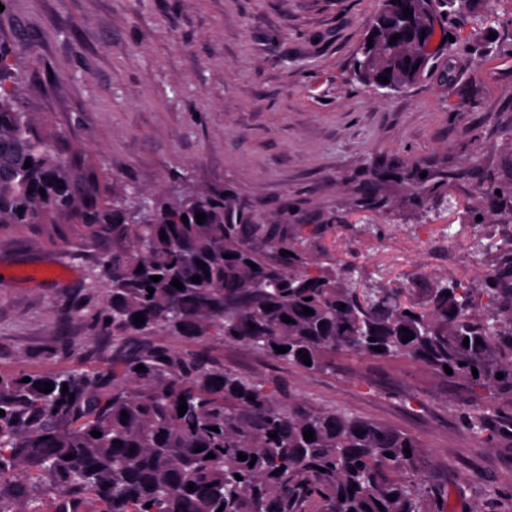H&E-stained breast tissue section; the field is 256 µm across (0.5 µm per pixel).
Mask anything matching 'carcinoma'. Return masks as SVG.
Listing matches in <instances>:
<instances>
[{"instance_id":"cac0c4a2","label":"carcinoma","mask_w":512,"mask_h":512,"mask_svg":"<svg viewBox=\"0 0 512 512\" xmlns=\"http://www.w3.org/2000/svg\"><path fill=\"white\" fill-rule=\"evenodd\" d=\"M475 11V0H378L353 78L379 88L383 75L394 90L418 83L439 52L424 50L422 41L437 33L451 44L448 23L476 24ZM59 138L24 111L15 65L0 48V231L40 224L64 240L82 227L111 244L97 262L110 299L94 319L112 328V341L124 347L131 336L175 335L243 344L309 372L330 368L339 352L410 359L469 385L473 399L459 412L464 428L512 448V248L478 239L472 262L494 253L502 261L477 282L437 276L418 301L409 292L361 291L354 272L311 254L305 237L288 234L270 215L240 209L232 189L180 186L146 195L115 181L109 194L96 166L60 150ZM479 193L471 207L476 216L482 205L512 198V182H491ZM198 212L205 214L201 224ZM195 275L201 282L192 281ZM174 279L184 289L173 287ZM305 306L313 314H303ZM409 331L414 338L402 342ZM45 382L53 391L41 392ZM182 396L187 411L180 417ZM0 410V512H41L46 485L60 505L54 512H84L86 502L96 504L95 512H446L448 506V492L430 483L412 436L285 394L275 382L244 376L198 349L144 344L94 373L1 376ZM308 429L311 441L304 440ZM210 452L215 458H206ZM240 453L247 460H238ZM17 472L25 478L3 481Z\"/></svg>"}]
</instances>
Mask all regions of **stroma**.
I'll return each instance as SVG.
<instances>
[{
    "mask_svg": "<svg viewBox=\"0 0 512 512\" xmlns=\"http://www.w3.org/2000/svg\"><path fill=\"white\" fill-rule=\"evenodd\" d=\"M377 0H10L0 46L23 77L25 111L45 115L62 148L99 158L120 182L234 190L241 207L303 228L311 249L355 267L364 285L423 290L431 277L470 281L475 236L512 239L498 208L473 223L481 177L512 180V0L479 5L476 52L441 50L422 82L382 97L351 80L354 52ZM447 180L450 205L423 207L405 174ZM402 199L386 212L379 204ZM105 242L67 241L40 226L0 232V376L104 369L117 349L89 315L109 288L90 274ZM46 269L59 283L30 279ZM76 305L83 317L63 319ZM58 353H51V346ZM209 355L276 380L315 404L407 433L426 453L448 512L512 487V450L475 439L458 408L468 386L408 359L337 355L307 372L238 344Z\"/></svg>",
    "mask_w": 512,
    "mask_h": 512,
    "instance_id": "1",
    "label": "stroma"
}]
</instances>
